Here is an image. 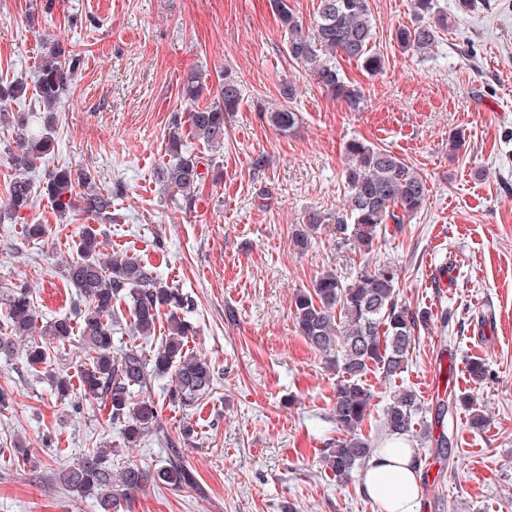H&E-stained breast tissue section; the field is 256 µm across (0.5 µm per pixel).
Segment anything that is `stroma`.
<instances>
[{
    "mask_svg": "<svg viewBox=\"0 0 512 512\" xmlns=\"http://www.w3.org/2000/svg\"><path fill=\"white\" fill-rule=\"evenodd\" d=\"M369 6L384 69L371 76L342 61L366 97L353 112L289 60L269 0H0V80L31 75L55 43L80 55L55 109V152L35 173L21 220L5 208L16 145L0 132V299L25 283L43 318L74 315L78 298L63 265L87 218L56 211L44 172L66 166L102 188L123 182L115 220L102 223L105 250L139 255L162 285L191 296L186 346L216 372L210 394L190 407L170 400V378L153 381L163 432L127 448L101 402L72 410L22 355L0 359V387L13 396L0 412V512H98L53 479L95 442L119 448V462L153 471L179 456L197 478L191 488L150 482L124 512H377L359 480L338 481L323 462L341 436L331 416L336 369L292 314L294 293L319 273L333 268L352 279L366 258L396 265L402 300L432 314L401 373L387 378L374 368L364 377L371 438L383 442V413L405 390L419 399L418 420L431 423L446 385L438 367H452L455 391L473 407L448 421L452 460L410 434L422 473L418 512H512V0H475L468 12L458 0H438L451 28L424 57L392 37L412 23L411 0ZM32 13L35 33L26 24ZM192 69L213 81L232 71L244 101L226 123L222 149L187 139L188 151L212 161L188 204L159 172L171 115L183 106L181 78ZM288 81L298 123L284 134L264 114ZM455 133L464 145L452 157ZM353 138L391 150L431 188L426 207L367 256L334 224L344 205L343 145ZM314 209L332 221L297 245ZM27 223L50 233L27 239ZM475 358L490 370L479 384L466 371ZM474 410L484 428L471 427ZM186 424L195 434L184 444ZM17 441L38 471L15 460Z\"/></svg>",
    "mask_w": 512,
    "mask_h": 512,
    "instance_id": "35a3bbf8",
    "label": "stroma"
}]
</instances>
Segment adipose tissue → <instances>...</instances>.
Returning <instances> with one entry per match:
<instances>
[{"label":"adipose tissue","mask_w":512,"mask_h":512,"mask_svg":"<svg viewBox=\"0 0 512 512\" xmlns=\"http://www.w3.org/2000/svg\"><path fill=\"white\" fill-rule=\"evenodd\" d=\"M419 479L420 468L408 440L390 436L367 461L360 485L377 512H417Z\"/></svg>","instance_id":"ef3b65f1"}]
</instances>
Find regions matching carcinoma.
Instances as JSON below:
<instances>
[{"label": "carcinoma", "instance_id": "obj_1", "mask_svg": "<svg viewBox=\"0 0 512 512\" xmlns=\"http://www.w3.org/2000/svg\"><path fill=\"white\" fill-rule=\"evenodd\" d=\"M270 5L287 34L288 58L302 65L331 98L351 111H362L364 92L343 75L338 59L353 60L370 75L383 70L384 59L375 48L376 21L368 0H318L310 26L300 21L287 0H270ZM411 7L414 22L397 27L394 39L402 50L424 55L437 44L449 19L436 0H411ZM77 61V54L56 45L41 57L33 77L0 83L1 102L21 99L30 91L45 112L42 130L37 133L28 132L25 113L11 120L17 128V150L10 154L16 176L9 182L7 198L13 213L31 205L32 185L26 173L55 150L53 113ZM206 92L213 93V99L201 106L198 100ZM280 96L283 103L266 112V119L287 132L297 122L293 109L295 87L289 82L282 84ZM182 99L186 109L171 117L166 145L170 159L160 178L189 203L206 179L200 167L207 168L209 163L185 149L186 137L210 148L224 147L227 118L239 110L243 93L240 83L227 71L214 92L208 88L205 74L191 72L183 81ZM344 152V230L368 254L387 225L402 224L424 209L430 188L425 176L389 150L352 139L346 142ZM122 189L118 183L102 191L94 186L91 175L74 173L66 167L50 171L45 187L59 211L79 210L108 220L112 219V198L122 194ZM100 236L98 225H81L76 255L65 266L66 281L85 303L79 321L64 316L42 322L28 286L15 285L6 292L5 309L0 310V322L9 330V336H0V357H11L16 342H26L28 366L34 371L43 368L57 400L67 403L73 385L69 376L53 372L51 348L77 340L87 353L81 371L83 397L109 407L112 423L120 426L123 444L130 448L162 431L154 401L144 395L152 379L171 376L170 399L189 406L213 389L214 369L185 349L189 325L183 314L190 305L188 296L177 288L161 285L137 255L105 253ZM399 279V270L390 264H367L350 283L336 270L327 269L316 276L311 287L293 298L300 334L312 348L329 356L340 374L332 415L345 435L323 453V461L340 480H350L374 452L373 440L362 432L373 398L362 377L372 366L387 377L397 374L413 348L416 331L425 322L426 312L414 311L399 299ZM122 297L132 304V336H153L161 310H166L168 336L154 351L136 346L115 351L113 335L120 322L114 303ZM468 406V397L454 391L449 400L436 403L434 424L426 426L424 438L438 456H448L451 438L443 431L433 434V425L444 424L455 411ZM418 410L417 396L404 391L386 407L382 428L390 435L409 434L414 430ZM155 477L177 487L193 483L190 471L175 458L154 475L133 463L115 471L110 447L89 448L77 462L53 473L57 485L94 499L99 512H120L121 498Z\"/></svg>", "mask_w": 512, "mask_h": 512}]
</instances>
